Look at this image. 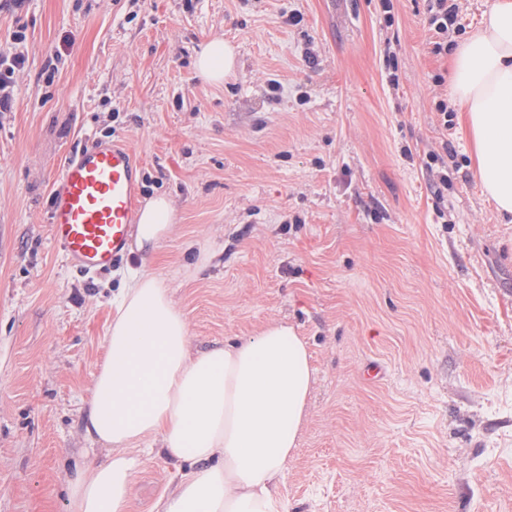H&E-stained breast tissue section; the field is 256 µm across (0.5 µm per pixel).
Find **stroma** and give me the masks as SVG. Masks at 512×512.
Wrapping results in <instances>:
<instances>
[{
	"label": "stroma",
	"mask_w": 512,
	"mask_h": 512,
	"mask_svg": "<svg viewBox=\"0 0 512 512\" xmlns=\"http://www.w3.org/2000/svg\"><path fill=\"white\" fill-rule=\"evenodd\" d=\"M494 2L456 0L443 36L432 0H0V54L27 57L0 112V512H70V480L104 460L85 405L143 264L193 349L273 320L306 339L289 512H512V219L437 110L440 44ZM215 37L238 52L220 86L194 65ZM108 134L178 233L86 276L50 240V179ZM213 244L218 265L185 278ZM173 474L145 458L128 512H152Z\"/></svg>",
	"instance_id": "stroma-1"
}]
</instances>
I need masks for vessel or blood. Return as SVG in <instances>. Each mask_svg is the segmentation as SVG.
Returning a JSON list of instances; mask_svg holds the SVG:
<instances>
[{
	"label": "vessel or blood",
	"mask_w": 512,
	"mask_h": 512,
	"mask_svg": "<svg viewBox=\"0 0 512 512\" xmlns=\"http://www.w3.org/2000/svg\"><path fill=\"white\" fill-rule=\"evenodd\" d=\"M138 172L131 148L111 139L93 142L54 174L49 236L72 268L95 274L126 256L139 199Z\"/></svg>",
	"instance_id": "obj_1"
}]
</instances>
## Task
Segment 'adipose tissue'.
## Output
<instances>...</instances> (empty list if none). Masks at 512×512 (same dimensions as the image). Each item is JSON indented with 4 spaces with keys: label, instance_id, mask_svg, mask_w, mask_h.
Returning <instances> with one entry per match:
<instances>
[{
    "label": "adipose tissue",
    "instance_id": "obj_1",
    "mask_svg": "<svg viewBox=\"0 0 512 512\" xmlns=\"http://www.w3.org/2000/svg\"><path fill=\"white\" fill-rule=\"evenodd\" d=\"M236 57L216 37L201 47L196 68L218 84ZM448 82L482 192L498 213L512 215V0H495L453 49ZM173 217L169 197L151 199L133 226L137 250L170 238ZM106 343L85 435L109 454L72 480L71 512H127L133 478L152 453L176 467L154 512H288L280 485L315 381L294 326L275 320L244 341L193 351L187 317L164 278L143 268L119 293Z\"/></svg>",
    "mask_w": 512,
    "mask_h": 512
}]
</instances>
